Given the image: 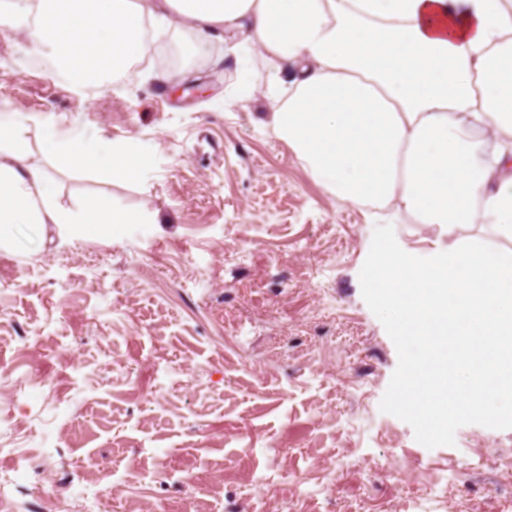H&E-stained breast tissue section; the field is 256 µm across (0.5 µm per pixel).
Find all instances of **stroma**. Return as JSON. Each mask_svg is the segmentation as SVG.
Masks as SVG:
<instances>
[{"label":"stroma","mask_w":512,"mask_h":512,"mask_svg":"<svg viewBox=\"0 0 512 512\" xmlns=\"http://www.w3.org/2000/svg\"><path fill=\"white\" fill-rule=\"evenodd\" d=\"M0 32V99L152 153L145 182L52 168L59 202L145 218L0 250V512H512V420L426 438L371 258L475 235L336 202L269 124L225 107L224 43L179 78L155 58L75 91Z\"/></svg>","instance_id":"1"}]
</instances>
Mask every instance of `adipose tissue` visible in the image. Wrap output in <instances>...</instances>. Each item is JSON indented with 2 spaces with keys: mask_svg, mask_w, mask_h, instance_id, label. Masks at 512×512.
I'll return each instance as SVG.
<instances>
[{
  "mask_svg": "<svg viewBox=\"0 0 512 512\" xmlns=\"http://www.w3.org/2000/svg\"><path fill=\"white\" fill-rule=\"evenodd\" d=\"M93 24L58 0H0V31L63 74L74 48L108 37L115 61L145 57L148 29L179 20L187 58L228 41L236 84L225 107L263 96L275 134L310 176L349 206L403 211L429 226H480L439 260L408 248L372 261L410 346L400 405L428 436L485 415L512 417V0H91ZM271 70L264 88L254 54ZM26 127L0 101V249L31 250L48 226L72 235L138 224L90 198L59 203L49 171L28 160ZM61 168L116 181L149 178L150 152L78 126L42 131ZM502 238L489 246L486 235Z\"/></svg>",
  "mask_w": 512,
  "mask_h": 512,
  "instance_id": "1",
  "label": "adipose tissue"
}]
</instances>
